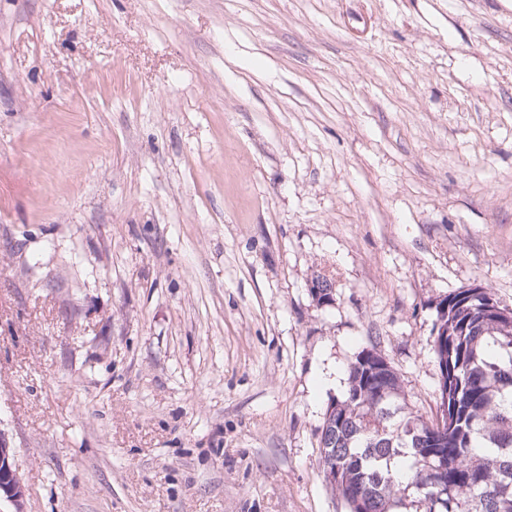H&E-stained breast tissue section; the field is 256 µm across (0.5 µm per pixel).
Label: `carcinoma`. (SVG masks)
I'll list each match as a JSON object with an SVG mask.
<instances>
[{"label":"carcinoma","mask_w":512,"mask_h":512,"mask_svg":"<svg viewBox=\"0 0 512 512\" xmlns=\"http://www.w3.org/2000/svg\"><path fill=\"white\" fill-rule=\"evenodd\" d=\"M463 289L442 317L448 428L407 411L397 373L360 352L328 408L320 463L354 512H512V320ZM443 439L433 448L432 435Z\"/></svg>","instance_id":"obj_1"}]
</instances>
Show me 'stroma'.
<instances>
[{"label":"stroma","mask_w":512,"mask_h":512,"mask_svg":"<svg viewBox=\"0 0 512 512\" xmlns=\"http://www.w3.org/2000/svg\"><path fill=\"white\" fill-rule=\"evenodd\" d=\"M473 286L512 307V0H0V512H346L348 364L431 417ZM23 497L24 485L14 469L12 450L0 439V502L5 500L18 508Z\"/></svg>","instance_id":"1"}]
</instances>
